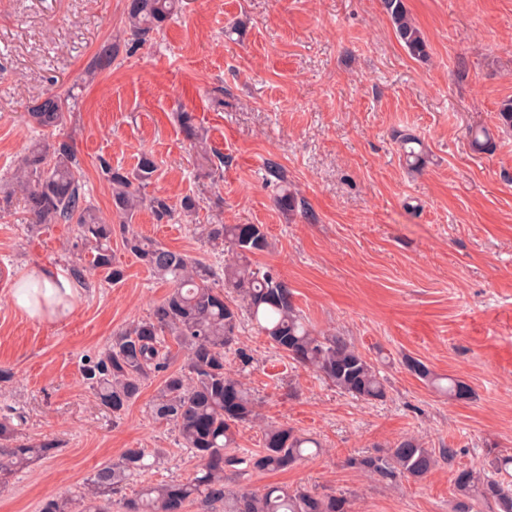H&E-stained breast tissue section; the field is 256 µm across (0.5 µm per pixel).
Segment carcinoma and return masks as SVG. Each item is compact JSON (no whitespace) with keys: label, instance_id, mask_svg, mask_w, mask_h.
I'll use <instances>...</instances> for the list:
<instances>
[{"label":"carcinoma","instance_id":"cac0c4a2","mask_svg":"<svg viewBox=\"0 0 512 512\" xmlns=\"http://www.w3.org/2000/svg\"><path fill=\"white\" fill-rule=\"evenodd\" d=\"M384 12L399 44L414 58L429 57L421 29L409 16L405 0H382ZM183 9V0H127L126 18L132 47L163 32L173 16ZM112 66V45L104 44L94 55L86 74L95 76ZM77 96L48 94L34 103L29 116L39 128L61 125L74 110ZM498 123L512 132V98L501 101ZM176 121L195 151L204 175L223 173L224 157L212 153L206 137L190 112L176 113ZM419 138L405 135L400 147L410 166L425 163ZM103 179L112 193V213L125 220L147 207L156 222L173 220L177 212L193 214L199 202L185 196L179 205L163 195H147L145 189L158 171L154 156L143 153L130 169L114 167L99 159ZM22 196L33 224H72L77 250L71 276L82 282L99 273L116 285L125 269L112 254V235L120 232L123 248L153 275L171 284V291L155 303L149 315L112 337L110 347L98 357L85 360L82 377L99 404L121 417L140 396L146 382L158 374L163 380L151 406L156 418L170 421L182 447L198 459L200 467L185 482L147 486L124 499V512H185L198 503L206 512L224 504V512H348V499L336 494H316L303 487L270 486L262 492L234 491L225 486V471L240 464L257 470L279 471L311 455L310 438L284 426L264 431L263 449L239 458L228 450L235 447V427L256 418L255 406L243 383L225 368L233 351L244 363L250 358L237 346L242 316H247L269 342L294 363L308 368L341 393L363 400H380L386 391L378 367L344 337L321 335L306 323L295 307L288 284L269 269L252 264V256L269 249L270 242L259 224H209L204 231L214 246L227 245L228 258L210 266L178 251L146 239L125 222L114 228L87 199L81 159L73 143L36 141L13 174L10 186L0 196V210L9 206L14 194ZM222 287H215L216 280ZM185 351L178 369H171L174 355L170 344ZM406 368L419 379L452 400L472 397L462 380L435 374L424 362L407 358ZM59 449L54 439L32 443L20 438L8 418L0 420V489L13 475L36 458H50ZM149 456L146 448H129L121 458L96 471L84 491L73 496L48 497L39 512H110L112 495L140 474ZM437 459L433 451L413 437L403 438L384 454L347 459L346 465L382 480L425 477ZM491 472L477 468L456 471L454 512H480L490 505L493 512H512V455H498Z\"/></svg>","mask_w":512,"mask_h":512}]
</instances>
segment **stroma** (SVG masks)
Listing matches in <instances>:
<instances>
[{
  "label": "stroma",
  "mask_w": 512,
  "mask_h": 512,
  "mask_svg": "<svg viewBox=\"0 0 512 512\" xmlns=\"http://www.w3.org/2000/svg\"><path fill=\"white\" fill-rule=\"evenodd\" d=\"M429 58L396 41L381 0H185L181 15L143 46L127 43L126 0H0V187L33 141L72 140L91 203L112 210L99 158L133 168L153 154L148 194L201 205L176 223L139 211L138 234L205 263L220 249L206 224H260L271 242L253 256L293 292L316 332L337 334L377 361L386 396L366 402L340 393L293 364L243 322L226 367L252 394L259 420L237 428L239 456L261 451L268 425L317 439L318 456L285 471H246L230 487L304 485L342 493L350 512H453L452 478L484 468L490 453L512 454V132L498 130L500 101L512 97V0H405ZM109 69L85 71L103 44ZM76 90L63 127L40 131L29 107L47 93ZM193 113L224 157V178L203 175L174 115ZM486 128L489 152L469 132ZM424 142L428 161L409 172L397 137ZM296 196L274 203L268 162ZM68 224L30 227L21 197L0 214V409L19 435L61 443L0 492V512H39L50 495L82 491L93 473L126 449L160 458L127 484H166L194 475L199 461L172 424L150 410L152 378L121 418L100 407L84 383V361L113 334L144 318L170 286L127 253L119 284L87 276L71 310L41 321L14 303L32 267L69 273ZM464 380L468 400L451 401L410 373L405 358ZM404 437L455 449L426 477L382 481L347 466Z\"/></svg>",
  "instance_id": "1"
}]
</instances>
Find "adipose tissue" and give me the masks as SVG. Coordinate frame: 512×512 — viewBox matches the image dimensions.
Wrapping results in <instances>:
<instances>
[{
    "mask_svg": "<svg viewBox=\"0 0 512 512\" xmlns=\"http://www.w3.org/2000/svg\"><path fill=\"white\" fill-rule=\"evenodd\" d=\"M77 290L55 268L38 266L13 290L16 306L29 318L42 320L69 310Z\"/></svg>",
    "mask_w": 512,
    "mask_h": 512,
    "instance_id": "obj_1",
    "label": "adipose tissue"
}]
</instances>
